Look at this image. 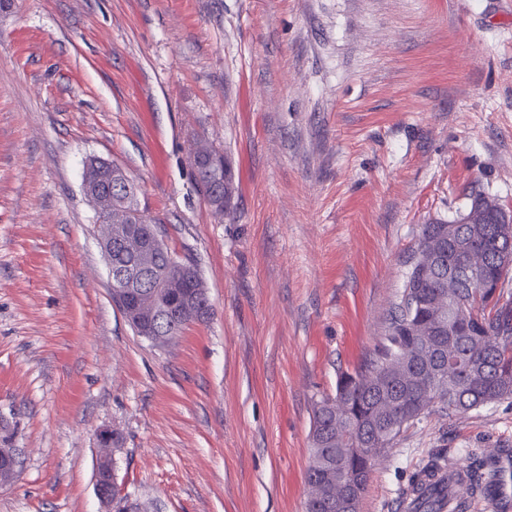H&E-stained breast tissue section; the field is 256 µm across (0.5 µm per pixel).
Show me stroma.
Segmentation results:
<instances>
[{"label": "stroma", "instance_id": "35a3bbf8", "mask_svg": "<svg viewBox=\"0 0 512 512\" xmlns=\"http://www.w3.org/2000/svg\"><path fill=\"white\" fill-rule=\"evenodd\" d=\"M240 178L216 217L190 151ZM167 166L157 170L155 146ZM120 165L205 279L157 347L112 301L86 161ZM512 205V0H10L0 10V512H103L98 432L149 512H304L312 403L384 334L424 224ZM505 460L512 404L430 414L418 462Z\"/></svg>", "mask_w": 512, "mask_h": 512}]
</instances>
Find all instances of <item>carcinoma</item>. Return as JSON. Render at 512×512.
<instances>
[{
	"instance_id": "cac0c4a2",
	"label": "carcinoma",
	"mask_w": 512,
	"mask_h": 512,
	"mask_svg": "<svg viewBox=\"0 0 512 512\" xmlns=\"http://www.w3.org/2000/svg\"><path fill=\"white\" fill-rule=\"evenodd\" d=\"M212 211L228 218L234 213L237 192L232 165L224 152L204 158L197 177ZM458 247L483 254L481 277L492 282L478 288L467 278L445 283L428 282L411 288L418 266L408 265L402 290L386 320L384 336L377 347L353 370L337 375L334 395L316 401L311 430L309 485H319L336 495L331 476L332 461L343 469L345 481L362 506L374 462L387 455L395 441L411 426L439 409L448 417L480 407L512 400V267L501 262L502 252L512 248V231L500 224H456ZM124 225H112V261L123 262L129 254L117 243ZM444 309V330L433 329V302ZM429 338L447 355L462 362L440 385L423 376L416 355L423 338ZM466 472L476 486L489 492L491 458L467 452ZM418 491L415 512H441L439 497L444 489L423 486L411 480Z\"/></svg>"
}]
</instances>
